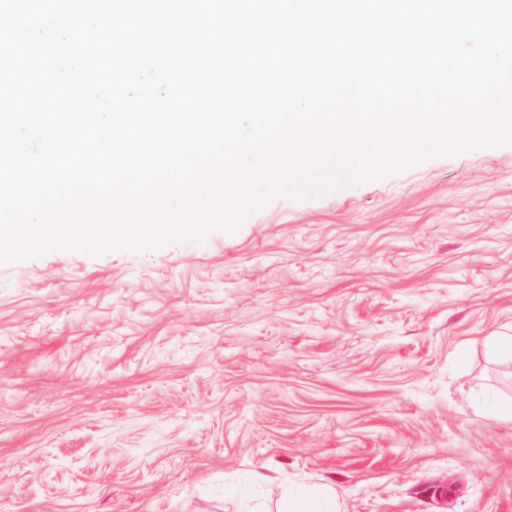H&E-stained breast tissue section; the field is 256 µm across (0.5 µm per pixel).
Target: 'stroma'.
I'll list each match as a JSON object with an SVG mask.
<instances>
[{
  "label": "stroma",
  "instance_id": "stroma-1",
  "mask_svg": "<svg viewBox=\"0 0 512 512\" xmlns=\"http://www.w3.org/2000/svg\"><path fill=\"white\" fill-rule=\"evenodd\" d=\"M512 146L233 234L0 265V512H512ZM264 481H256V474ZM278 512H340L336 490L323 485L315 489L289 491Z\"/></svg>",
  "mask_w": 512,
  "mask_h": 512
}]
</instances>
